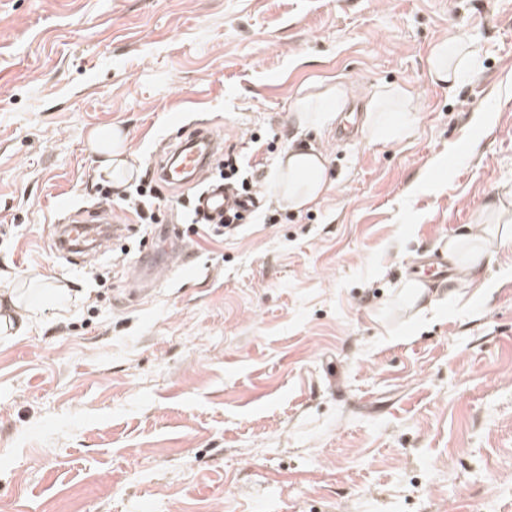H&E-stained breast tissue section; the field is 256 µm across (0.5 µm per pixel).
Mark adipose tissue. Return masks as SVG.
I'll use <instances>...</instances> for the list:
<instances>
[{"label": "adipose tissue", "mask_w": 512, "mask_h": 512, "mask_svg": "<svg viewBox=\"0 0 512 512\" xmlns=\"http://www.w3.org/2000/svg\"><path fill=\"white\" fill-rule=\"evenodd\" d=\"M430 75L434 82L455 88L461 76L472 66L471 54L457 37L441 40L433 47L429 58ZM350 89L336 83L326 85L316 96L300 100L294 121L297 127H316L325 122L329 113L341 111ZM414 118L411 94L400 86H384L365 106L363 126L377 141H389L405 136ZM90 148L99 155L98 171L110 180L113 188H121L132 175L126 158L125 137L114 127L103 126L92 130ZM326 157L313 148H292L279 159L271 190L277 200L292 210L306 208L327 191ZM486 225L470 230L467 249H460L458 239L448 243V261L465 277L472 278L490 267L494 255L488 250L487 238H499L500 225L512 222V211L500 202L485 205Z\"/></svg>", "instance_id": "1"}]
</instances>
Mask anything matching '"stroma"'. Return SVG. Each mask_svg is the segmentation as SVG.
<instances>
[{
    "mask_svg": "<svg viewBox=\"0 0 512 512\" xmlns=\"http://www.w3.org/2000/svg\"><path fill=\"white\" fill-rule=\"evenodd\" d=\"M459 35L454 90L432 47ZM354 92L293 123L318 83ZM416 98L408 137L361 130L381 85ZM207 125L261 185L260 212L144 298L162 252L103 198L91 129L144 175ZM328 158L308 209L269 188L288 148ZM512 196V0H0V289L45 304L0 332V502L9 512H512V244L410 306L419 261ZM125 232L87 261L70 213ZM430 75L434 82L453 90L461 76L472 66L471 53L455 36L441 40L433 47L429 58ZM147 260H144L146 259ZM184 261V252L181 249L175 252L173 249L165 247L163 257L158 260L154 255L146 254L136 263V272L138 279L144 286H153L157 271L165 266L172 265L174 262L182 264ZM146 270V271H145Z\"/></svg>",
    "mask_w": 512,
    "mask_h": 512,
    "instance_id": "35a3bbf8",
    "label": "stroma"
}]
</instances>
